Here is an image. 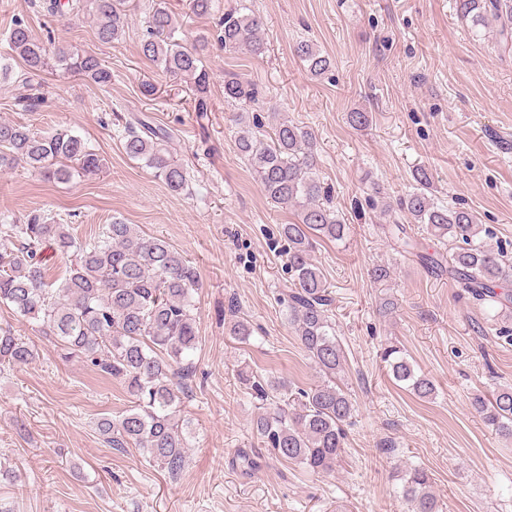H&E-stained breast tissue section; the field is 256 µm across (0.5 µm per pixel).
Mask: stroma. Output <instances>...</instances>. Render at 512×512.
Wrapping results in <instances>:
<instances>
[{"label": "stroma", "mask_w": 512, "mask_h": 512, "mask_svg": "<svg viewBox=\"0 0 512 512\" xmlns=\"http://www.w3.org/2000/svg\"><path fill=\"white\" fill-rule=\"evenodd\" d=\"M45 0H0V57L20 18L39 39L66 41L96 54L112 71L100 87L56 68L36 76L44 100L24 111L15 80L0 82V120L38 132L66 129L101 155V173L66 184L18 167L0 171V224L20 223L39 209L88 239L119 220L166 240L200 273L194 295L199 342L193 373L181 392L190 429L188 463L177 476L150 464L137 448H109L96 428L130 404L123 386L81 360L62 362L36 321L0 306V327L28 342L33 359L0 373V460L15 477L0 478V501L16 512H408L400 480L408 465L427 468L444 512H512V437L485 426L470 409L474 395L512 386V344L500 338L485 306L424 255L448 243L410 225L417 246L398 252L380 231L369 202L371 184L388 200L412 188L411 172L435 174L440 204L473 211L512 254V44L471 32L454 0H215L197 17L189 0H166L182 37H207L210 110L198 116L193 90L140 52L143 9L131 11L121 39L104 45L92 16L50 14ZM244 5L261 16L265 52H228L218 40L225 10ZM314 43L333 62L312 78L295 52ZM255 83V102L235 108L224 79ZM154 87L144 95L143 83ZM256 117L272 135L288 119L318 141L317 173L334 188L333 205L350 227L345 241H320L314 262L335 297L333 319L345 357L340 384L356 404L345 427L346 453L335 471L314 473L278 460L254 422L263 405L239 370L291 387L320 377L288 324V286L281 225L294 210L268 200L235 145V111ZM371 118L352 128L349 112ZM173 130V156L191 181L174 193L123 151L131 117ZM385 263L389 283L369 269ZM397 303L379 316L383 295ZM253 334H229L237 318ZM397 344L417 371L431 377L435 399L423 401L396 383L381 360Z\"/></svg>", "instance_id": "obj_1"}]
</instances>
